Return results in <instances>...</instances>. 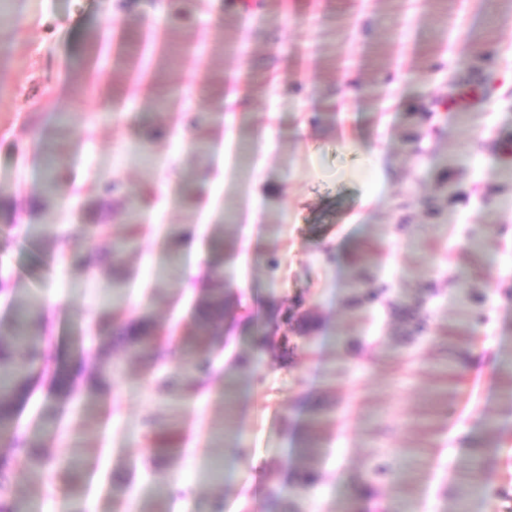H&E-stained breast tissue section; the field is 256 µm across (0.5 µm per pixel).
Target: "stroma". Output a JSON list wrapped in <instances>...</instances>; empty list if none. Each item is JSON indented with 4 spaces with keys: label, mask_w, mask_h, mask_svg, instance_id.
Here are the masks:
<instances>
[{
    "label": "stroma",
    "mask_w": 512,
    "mask_h": 512,
    "mask_svg": "<svg viewBox=\"0 0 512 512\" xmlns=\"http://www.w3.org/2000/svg\"><path fill=\"white\" fill-rule=\"evenodd\" d=\"M112 183L159 200L107 215ZM31 297L57 381L0 428L25 512H267L251 478L282 512L352 483L362 512H512V0H0V330ZM141 318L161 351L123 347ZM209 322L197 324V343L187 355V359L182 367V373L185 377H191L195 372L203 370L205 359L203 355L206 352L205 337L210 334Z\"/></svg>",
    "instance_id": "1"
}]
</instances>
